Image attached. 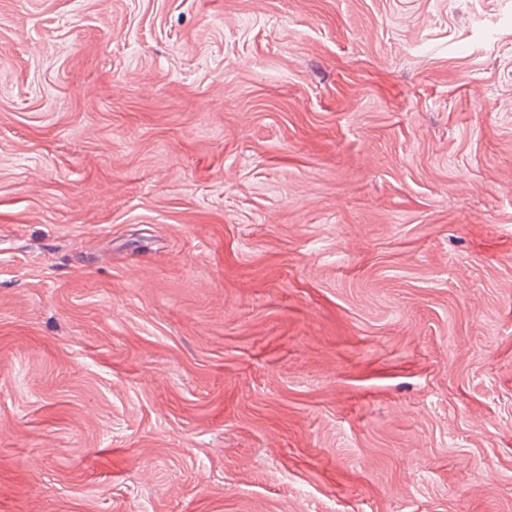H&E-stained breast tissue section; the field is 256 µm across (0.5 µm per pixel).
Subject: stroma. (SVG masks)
<instances>
[{"label": "stroma", "mask_w": 512, "mask_h": 512, "mask_svg": "<svg viewBox=\"0 0 512 512\" xmlns=\"http://www.w3.org/2000/svg\"><path fill=\"white\" fill-rule=\"evenodd\" d=\"M512 0H0V512H512Z\"/></svg>", "instance_id": "1"}]
</instances>
